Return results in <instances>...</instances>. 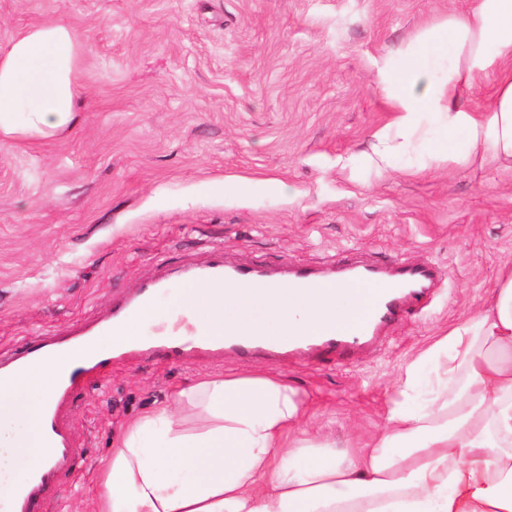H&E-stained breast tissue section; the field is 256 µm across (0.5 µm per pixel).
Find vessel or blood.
Listing matches in <instances>:
<instances>
[{"mask_svg":"<svg viewBox=\"0 0 512 512\" xmlns=\"http://www.w3.org/2000/svg\"><path fill=\"white\" fill-rule=\"evenodd\" d=\"M441 271L424 261L392 267L386 264L343 260L336 265L310 267L294 264L264 266L251 263H228L222 252H214L203 262L172 270L159 267L154 276L140 283L130 293L113 302L104 317L59 332L32 337L13 355L0 358V385L7 384L25 366L49 353L61 354L77 343L90 345L97 336L123 329L132 317L151 308L171 279L189 287L199 283L221 284L227 281L242 287L266 281L285 283L305 292H326L339 282L364 284L375 293L365 316L349 329L338 332H299L287 344L276 346L261 339L232 334L224 337H182L177 330L164 332L153 343L133 341L112 350L92 349L79 361L65 367L51 399L41 408L37 429L46 449L43 466L32 470L11 496L7 512H36L46 494L59 490L61 479L73 471L78 455L69 437L64 409L75 393L92 379L127 359H166L189 361L231 353L240 358L264 355L273 358L295 357L315 360L324 353H353L378 342L383 331L392 325L409 306H426Z\"/></svg>","mask_w":512,"mask_h":512,"instance_id":"b4317fda","label":"vessel or blood"}]
</instances>
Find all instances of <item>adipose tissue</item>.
<instances>
[{"label":"adipose tissue","instance_id":"ef3b65f1","mask_svg":"<svg viewBox=\"0 0 512 512\" xmlns=\"http://www.w3.org/2000/svg\"><path fill=\"white\" fill-rule=\"evenodd\" d=\"M390 121L370 162H512V0H471L421 28L381 72ZM489 87L483 108L470 102ZM74 30L45 22L0 48V137L46 140L78 121ZM430 367L428 406L406 405ZM298 390L267 373L205 375L132 422L92 512H512V264L477 313L404 370L359 448L303 426Z\"/></svg>","mask_w":512,"mask_h":512}]
</instances>
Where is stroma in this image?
<instances>
[{"mask_svg": "<svg viewBox=\"0 0 512 512\" xmlns=\"http://www.w3.org/2000/svg\"><path fill=\"white\" fill-rule=\"evenodd\" d=\"M469 0H0V46L48 20L82 49L64 136L0 140V353L98 319L159 264L324 266L431 261L426 310L375 347L322 363L135 360L78 393L83 459L39 512H90L127 426L204 374L263 369L299 389L337 444L384 423L407 364L476 313L512 263V163L417 176L366 159L390 119L380 71L425 24Z\"/></svg>", "mask_w": 512, "mask_h": 512, "instance_id": "1", "label": "stroma"}]
</instances>
